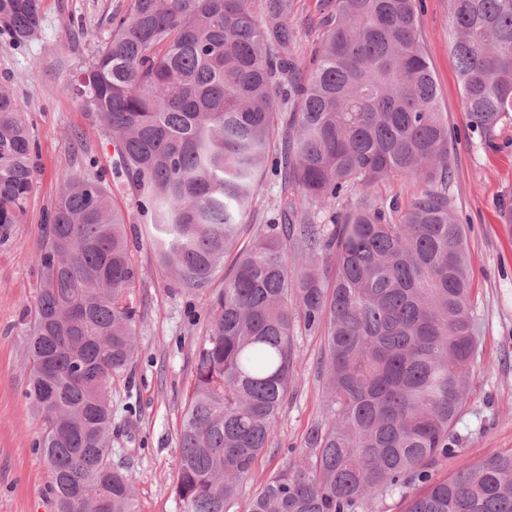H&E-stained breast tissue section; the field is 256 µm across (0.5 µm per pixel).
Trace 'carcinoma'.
<instances>
[{
    "label": "carcinoma",
    "mask_w": 512,
    "mask_h": 512,
    "mask_svg": "<svg viewBox=\"0 0 512 512\" xmlns=\"http://www.w3.org/2000/svg\"><path fill=\"white\" fill-rule=\"evenodd\" d=\"M463 99L484 136L512 112V0H450ZM131 0L74 83L112 132L151 242L176 280L210 296L183 415L174 492L182 512H230L288 392L298 324L319 330L330 403L301 459L269 476L248 512H357L388 492L402 512H512V450L455 453L477 353L464 226L448 199V120L420 39L423 0H327L328 37L288 51L291 0ZM39 0H0V35L24 44ZM294 101L291 112L277 101ZM288 140L271 153L279 128ZM31 141L0 85V238L32 189ZM282 224L243 226L268 168ZM426 184L400 216L361 207L311 221L354 186ZM298 201H288V195ZM39 256L25 369L45 430L36 447L57 512H139L112 467V381L137 351L125 221L100 178H68ZM334 264L330 280L319 269Z\"/></svg>",
    "instance_id": "1"
}]
</instances>
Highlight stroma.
Returning a JSON list of instances; mask_svg holds the SVG:
<instances>
[{"label":"stroma","mask_w":512,"mask_h":512,"mask_svg":"<svg viewBox=\"0 0 512 512\" xmlns=\"http://www.w3.org/2000/svg\"><path fill=\"white\" fill-rule=\"evenodd\" d=\"M42 22L22 46L0 35V83L13 92L37 146L32 191L18 224L0 240V512H55L50 471L34 443L43 420L25 393L27 323L39 288L43 224L66 178L97 175L123 211L138 278L130 293L138 311V353L112 388V463L133 478L140 512H181L173 492L179 434L192 382L195 351L204 334V294L185 293L150 245L151 216L118 173L111 133L84 112L72 81L106 40L113 17L131 0H40ZM323 0H292L287 24L294 57L323 44L328 27ZM420 29L448 118V185L454 213L467 229L474 330L480 340L471 390L455 426L457 453L433 474L452 473L460 461L512 450V116L491 137L473 132L452 51L449 0H424ZM421 183L392 175L353 189L333 205H315V223L359 205L406 208ZM296 356L288 395L269 447L258 457L234 512H248L261 482L299 460L310 428L324 421L327 389L322 336L295 330Z\"/></svg>","instance_id":"35a3bbf8"}]
</instances>
